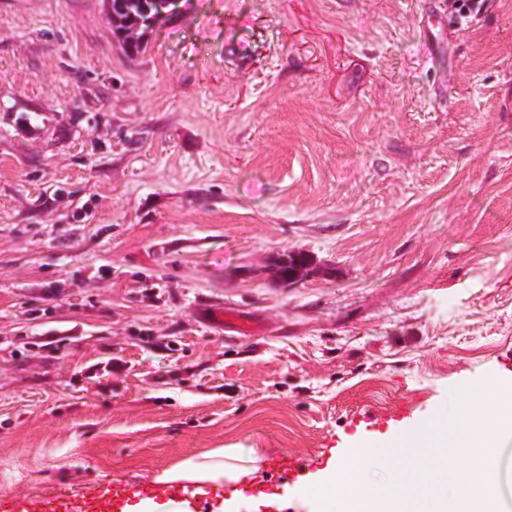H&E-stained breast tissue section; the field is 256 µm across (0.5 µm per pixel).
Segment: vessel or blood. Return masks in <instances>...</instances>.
I'll use <instances>...</instances> for the list:
<instances>
[{"mask_svg":"<svg viewBox=\"0 0 512 512\" xmlns=\"http://www.w3.org/2000/svg\"><path fill=\"white\" fill-rule=\"evenodd\" d=\"M222 491V484L216 482L178 480L156 484L153 497L181 500L188 512H206L208 499L221 496ZM135 496L134 487L111 483L92 491L71 490L43 498H0V512H123Z\"/></svg>","mask_w":512,"mask_h":512,"instance_id":"obj_1","label":"vessel or blood"}]
</instances>
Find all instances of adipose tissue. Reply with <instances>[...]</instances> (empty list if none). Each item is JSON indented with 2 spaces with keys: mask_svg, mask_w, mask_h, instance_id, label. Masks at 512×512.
<instances>
[{
  "mask_svg": "<svg viewBox=\"0 0 512 512\" xmlns=\"http://www.w3.org/2000/svg\"><path fill=\"white\" fill-rule=\"evenodd\" d=\"M260 461V455L252 448L220 449L204 454L201 460L186 462L178 470L164 472L163 478L236 482L256 470Z\"/></svg>",
  "mask_w": 512,
  "mask_h": 512,
  "instance_id": "adipose-tissue-1",
  "label": "adipose tissue"
}]
</instances>
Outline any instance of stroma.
<instances>
[{"label":"stroma","mask_w":512,"mask_h":512,"mask_svg":"<svg viewBox=\"0 0 512 512\" xmlns=\"http://www.w3.org/2000/svg\"><path fill=\"white\" fill-rule=\"evenodd\" d=\"M0 0V495L302 459L512 379V0ZM309 260L288 286L285 254ZM168 1L170 0H155L157 11L152 16H148L141 24V21L145 19L144 13L148 9L154 11L153 0H126L127 3L124 4L122 10L114 8L115 13L112 10L109 17L113 35L137 55L140 54L144 49L145 30L154 24L161 9L166 6ZM115 14L116 18L112 20ZM487 7L486 0H448V8L457 19L463 22H468L472 17H475L485 11ZM259 463L265 466L254 448L220 449L204 454L201 460L186 462L179 470L165 471L159 480L203 479L236 482L256 470Z\"/></svg>","instance_id":"35a3bbf8"}]
</instances>
